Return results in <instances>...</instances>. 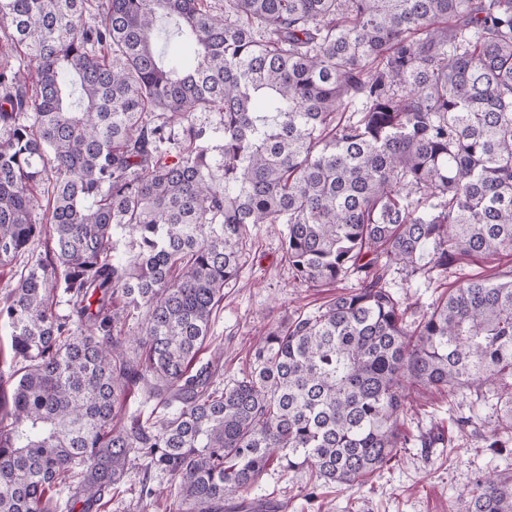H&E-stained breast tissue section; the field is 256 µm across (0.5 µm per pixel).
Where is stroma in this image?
<instances>
[{
    "instance_id": "1",
    "label": "stroma",
    "mask_w": 512,
    "mask_h": 512,
    "mask_svg": "<svg viewBox=\"0 0 512 512\" xmlns=\"http://www.w3.org/2000/svg\"><path fill=\"white\" fill-rule=\"evenodd\" d=\"M285 227L264 224L250 229L239 278L225 286L213 334L224 346L225 383L246 370L252 347L265 325L310 314L333 299L340 287L314 288L296 278L283 252ZM512 276V256H468L448 269L447 278L406 275L390 269L394 295L409 307L408 317L420 318L429 305L451 288L459 274ZM473 394L462 391L454 399L430 392L407 405L404 423L416 435H438L433 447H411L398 461L379 469L364 486L323 488L318 499L306 500L308 473L273 467L248 492L251 501L288 502L289 512H465L467 497L476 482L488 475L512 476V447L487 448L485 435L500 421L494 403L473 410ZM474 416L473 424L459 427V418ZM140 476L130 472L106 512H172L165 479H156L152 504L139 499Z\"/></svg>"
}]
</instances>
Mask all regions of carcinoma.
Instances as JSON below:
<instances>
[{"instance_id": "cac0c4a2", "label": "carcinoma", "mask_w": 512, "mask_h": 512, "mask_svg": "<svg viewBox=\"0 0 512 512\" xmlns=\"http://www.w3.org/2000/svg\"><path fill=\"white\" fill-rule=\"evenodd\" d=\"M257 224L286 225L300 280L358 284L226 385L201 355ZM42 237L0 304V512H104L132 470L176 512H238L274 465L362 486L429 447L401 421L416 389L496 400L504 447L512 279L411 327L386 276L512 253V0H0V265ZM136 389L161 415L117 414ZM466 512H512V477Z\"/></svg>"}]
</instances>
